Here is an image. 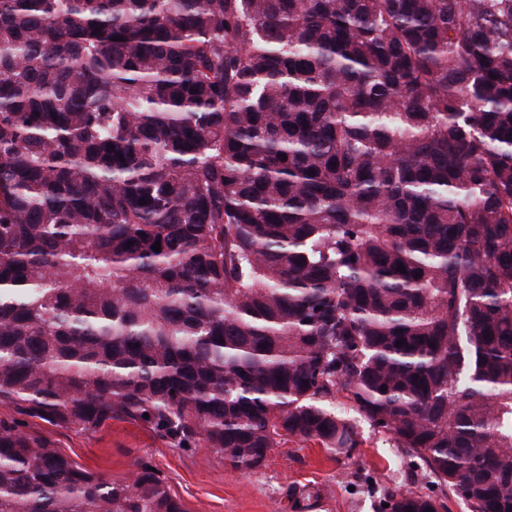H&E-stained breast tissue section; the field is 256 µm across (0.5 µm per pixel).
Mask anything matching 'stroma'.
Returning a JSON list of instances; mask_svg holds the SVG:
<instances>
[{"label":"stroma","instance_id":"stroma-1","mask_svg":"<svg viewBox=\"0 0 512 512\" xmlns=\"http://www.w3.org/2000/svg\"><path fill=\"white\" fill-rule=\"evenodd\" d=\"M354 424L360 440L352 455H337L296 439H284L262 468L249 474L231 469L223 454L197 444L178 448L152 428L117 419L93 434L29 422L31 431L49 435L85 468L118 478L137 459L160 472L189 512H382L385 499L401 491H428L432 477L393 447L388 437L363 419ZM320 493L316 506L288 494Z\"/></svg>","mask_w":512,"mask_h":512}]
</instances>
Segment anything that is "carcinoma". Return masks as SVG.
<instances>
[{
    "mask_svg": "<svg viewBox=\"0 0 512 512\" xmlns=\"http://www.w3.org/2000/svg\"><path fill=\"white\" fill-rule=\"evenodd\" d=\"M341 395L512 512V0H0V512H189L31 419L252 473Z\"/></svg>",
    "mask_w": 512,
    "mask_h": 512,
    "instance_id": "1",
    "label": "carcinoma"
}]
</instances>
